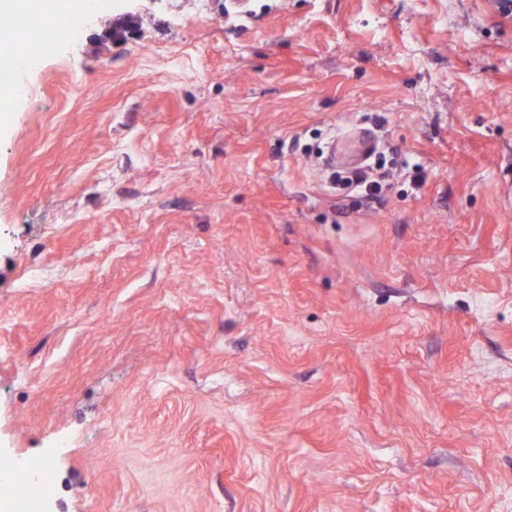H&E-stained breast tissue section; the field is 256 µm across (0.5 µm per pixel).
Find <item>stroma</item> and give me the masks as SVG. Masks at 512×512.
Listing matches in <instances>:
<instances>
[{
	"mask_svg": "<svg viewBox=\"0 0 512 512\" xmlns=\"http://www.w3.org/2000/svg\"><path fill=\"white\" fill-rule=\"evenodd\" d=\"M198 6L113 0L0 116V456L42 512H512V18ZM377 168L378 164L345 172V176L341 173L333 174L332 188L341 195L359 196L377 202L391 189V185L386 184L383 177L377 174Z\"/></svg>",
	"mask_w": 512,
	"mask_h": 512,
	"instance_id": "35a3bbf8",
	"label": "stroma"
}]
</instances>
